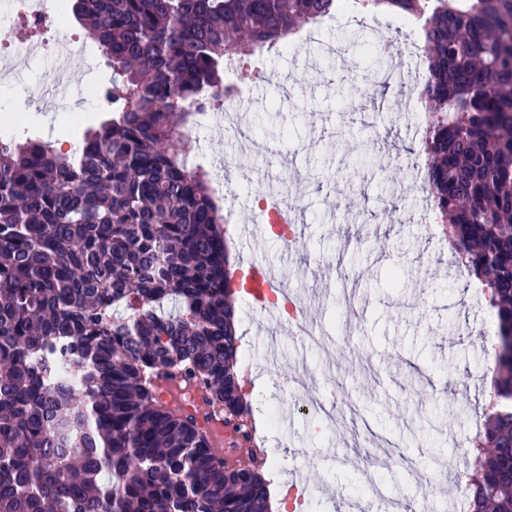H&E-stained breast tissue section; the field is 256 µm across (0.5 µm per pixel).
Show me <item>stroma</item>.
Masks as SVG:
<instances>
[{"instance_id":"35a3bbf8","label":"stroma","mask_w":512,"mask_h":512,"mask_svg":"<svg viewBox=\"0 0 512 512\" xmlns=\"http://www.w3.org/2000/svg\"><path fill=\"white\" fill-rule=\"evenodd\" d=\"M380 31L396 33L392 14L357 13L320 29L298 52L271 53L267 81L243 104L253 131L251 193L283 186L306 207L294 247L262 235L240 239L235 251L249 263L279 264L322 333L312 347L282 336L275 368L265 360V318H242L244 390L263 386L269 403L287 411V420L261 429L263 446L287 458L278 477H300L316 512H351L349 472L375 479L381 490L363 502L364 512H389L392 498L406 499L413 512H452L465 493L458 475L473 463L464 437L485 420L492 361L485 340L494 313L472 301L452 256L424 225L383 215L387 207L412 213L420 204L408 149L420 142L414 123L425 108L395 87L366 95L361 75L375 68L368 48ZM73 67L70 56L38 60L8 88L46 137L68 135L70 113L91 109L88 84L112 78L107 66L83 83L54 84ZM37 83L44 92L35 101L29 92ZM62 100L68 109H49ZM345 105L355 109L348 128L339 119ZM239 146L234 132L208 125L196 156L210 168L234 159ZM302 359L308 370L296 388H284L281 365ZM329 386L347 406L341 432L322 435L303 401ZM368 448L383 458L408 456L418 478L399 482L393 469L371 467ZM437 462L447 465L442 483L426 478Z\"/></svg>"}]
</instances>
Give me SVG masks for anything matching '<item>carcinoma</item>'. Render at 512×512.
Listing matches in <instances>:
<instances>
[{"mask_svg":"<svg viewBox=\"0 0 512 512\" xmlns=\"http://www.w3.org/2000/svg\"><path fill=\"white\" fill-rule=\"evenodd\" d=\"M420 32L422 142L434 218L498 318L496 395L512 396V0H355ZM340 0H68L112 66L117 107L66 156L0 141V512H268L253 409L233 371L237 291L222 208L188 166L185 107L224 65L284 47ZM67 359L81 385L56 386ZM198 388L243 465L216 463ZM471 512H512V408L474 440ZM157 386L164 402L173 409H190L196 407L202 415L209 412L199 391L184 386L176 380H169L165 377L157 381Z\"/></svg>","mask_w":512,"mask_h":512,"instance_id":"obj_1","label":"carcinoma"}]
</instances>
